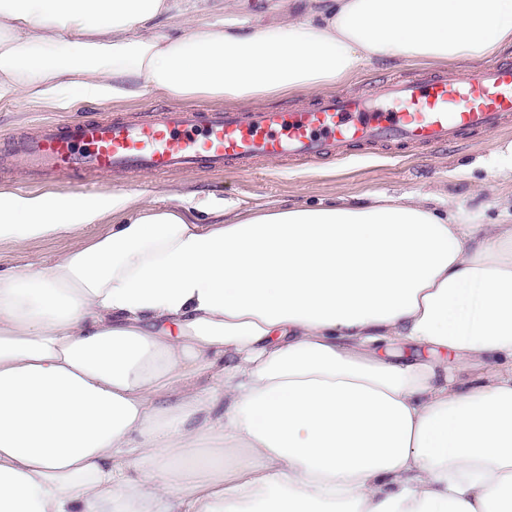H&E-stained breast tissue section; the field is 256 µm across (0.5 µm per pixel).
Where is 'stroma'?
<instances>
[{
  "label": "stroma",
  "mask_w": 512,
  "mask_h": 512,
  "mask_svg": "<svg viewBox=\"0 0 512 512\" xmlns=\"http://www.w3.org/2000/svg\"><path fill=\"white\" fill-rule=\"evenodd\" d=\"M166 100L146 95L118 103H88L71 111L22 102L0 104V147L8 137L39 132L45 121L66 122L104 114L131 113L166 107ZM512 143V127L476 140L440 147L423 154L393 158L363 157L313 168L258 164L247 173L210 174L181 172L165 175L128 173L101 176L61 175L50 182L31 179L21 171L0 170V191L14 192H133L158 205H174L179 195L194 194L206 206L223 204L265 206L330 200L338 196L360 197L375 192L398 195L407 191L448 192L461 202L468 220L485 224L497 210L485 186L497 167L500 149ZM67 246L63 239H20L0 245V268L23 269L49 261Z\"/></svg>",
  "instance_id": "35a3bbf8"
}]
</instances>
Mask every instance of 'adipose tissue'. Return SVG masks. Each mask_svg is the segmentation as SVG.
<instances>
[{
    "mask_svg": "<svg viewBox=\"0 0 512 512\" xmlns=\"http://www.w3.org/2000/svg\"><path fill=\"white\" fill-rule=\"evenodd\" d=\"M508 49L512 0H0V103L258 105ZM496 176L488 224L0 192V243L70 241L0 270V512H512V145Z\"/></svg>",
    "mask_w": 512,
    "mask_h": 512,
    "instance_id": "ef3b65f1",
    "label": "adipose tissue"
}]
</instances>
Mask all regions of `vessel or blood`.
Listing matches in <instances>:
<instances>
[{"label":"vessel or blood","instance_id":"vessel-or-blood-1","mask_svg":"<svg viewBox=\"0 0 512 512\" xmlns=\"http://www.w3.org/2000/svg\"><path fill=\"white\" fill-rule=\"evenodd\" d=\"M511 124L512 63L492 61L464 73L421 70L293 111L185 108L46 123L0 155V168L39 179L71 171H248L263 160L318 165L356 150L443 147Z\"/></svg>","mask_w":512,"mask_h":512}]
</instances>
